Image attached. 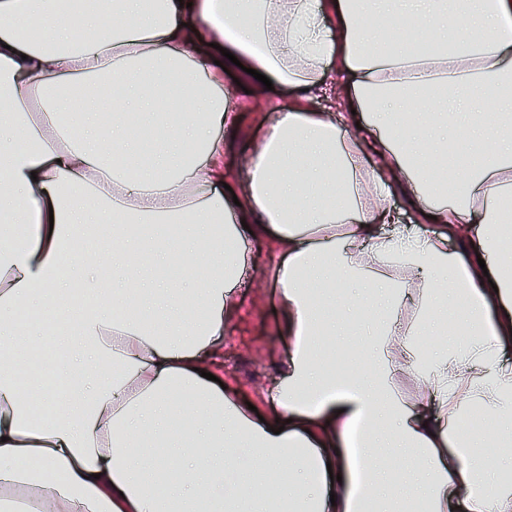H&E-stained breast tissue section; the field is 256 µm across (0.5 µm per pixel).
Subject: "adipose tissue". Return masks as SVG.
I'll return each mask as SVG.
<instances>
[{
    "instance_id": "ef3b65f1",
    "label": "adipose tissue",
    "mask_w": 512,
    "mask_h": 512,
    "mask_svg": "<svg viewBox=\"0 0 512 512\" xmlns=\"http://www.w3.org/2000/svg\"><path fill=\"white\" fill-rule=\"evenodd\" d=\"M109 11L122 24L105 25ZM212 43L273 85L330 79L345 94L332 112L275 103L232 174L213 130L241 112L221 69L195 63ZM105 82L137 117L186 100L201 116L175 115L150 154L119 150L125 113L64 128L60 109ZM416 95L451 102L462 133L447 200L428 113L400 117ZM474 101L489 110L470 113ZM397 192L417 225L390 207ZM509 192L512 0H156L149 13L107 0L77 17L62 0H0V223L17 227L0 241V512H512V470L497 460L512 455ZM88 224L111 225L114 242L83 253L107 275L83 282L94 304L82 307L62 244ZM136 226L161 230L181 274L202 261L206 276L185 291L147 278L125 305L111 283L144 257ZM253 233L279 252L288 346L261 420L205 377ZM331 277L364 291L325 299ZM371 305L372 338L336 371L323 321ZM35 371L47 401L75 378L86 393L36 413Z\"/></svg>"
}]
</instances>
